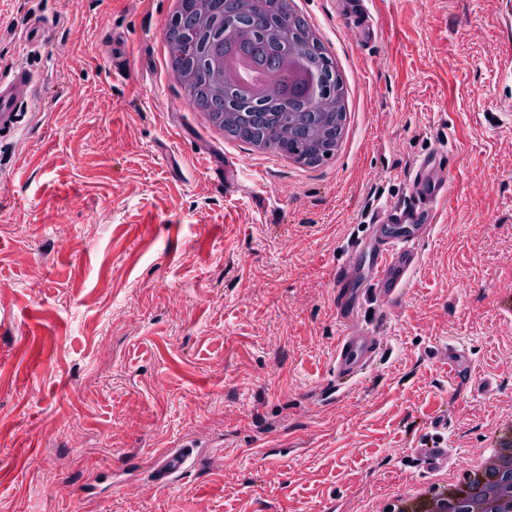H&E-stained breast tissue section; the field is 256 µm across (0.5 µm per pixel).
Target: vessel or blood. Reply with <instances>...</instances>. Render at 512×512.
<instances>
[{
	"label": "vessel or blood",
	"mask_w": 512,
	"mask_h": 512,
	"mask_svg": "<svg viewBox=\"0 0 512 512\" xmlns=\"http://www.w3.org/2000/svg\"><path fill=\"white\" fill-rule=\"evenodd\" d=\"M336 16L351 40L372 47L381 31L371 9V0H336ZM20 46L29 52L40 51L55 36L54 23L42 15L24 18L15 28ZM22 72L0 78V130L13 131L28 106L13 94L15 84L31 81ZM453 155L446 144L418 156L408 178V191L398 199L372 206L368 233L349 248L351 261H367L368 272L360 287L351 286L342 272H335L334 307L341 326L336 342L333 374L337 387L356 383L372 368L379 356L368 336L354 325L362 299L371 297L381 306L400 302L419 263L417 244L428 238L438 208L448 198ZM189 447L168 448L153 455L157 484L171 487L192 465Z\"/></svg>",
	"instance_id": "vessel-or-blood-1"
}]
</instances>
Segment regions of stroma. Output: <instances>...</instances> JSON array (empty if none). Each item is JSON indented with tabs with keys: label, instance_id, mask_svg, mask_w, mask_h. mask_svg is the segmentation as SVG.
Returning <instances> with one entry per match:
<instances>
[{
	"label": "stroma",
	"instance_id": "1",
	"mask_svg": "<svg viewBox=\"0 0 512 512\" xmlns=\"http://www.w3.org/2000/svg\"><path fill=\"white\" fill-rule=\"evenodd\" d=\"M304 2L350 119L332 161L297 171L190 111L161 64L166 0H0V74L38 77L0 135V512H126L134 493L140 512H374L437 475L413 447L440 407L452 468L512 415V0H377L369 49L333 0ZM32 12L56 24L36 54L12 35ZM443 141L459 161L410 289L356 321L383 363L334 392L332 275ZM229 158L265 191H225ZM183 442L201 457L163 489L145 462Z\"/></svg>",
	"mask_w": 512,
	"mask_h": 512
}]
</instances>
